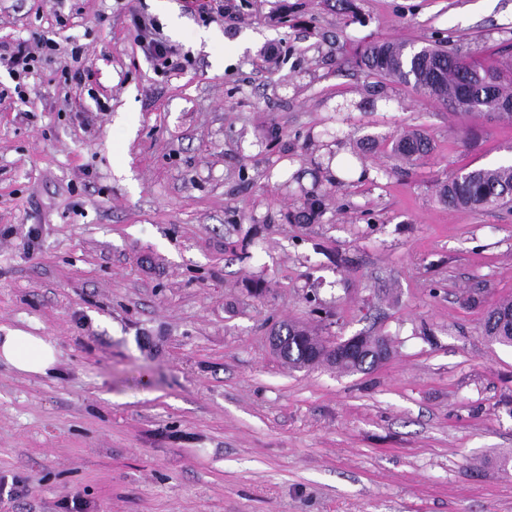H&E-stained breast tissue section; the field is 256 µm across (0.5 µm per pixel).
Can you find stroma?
Here are the masks:
<instances>
[{
	"instance_id": "obj_1",
	"label": "stroma",
	"mask_w": 512,
	"mask_h": 512,
	"mask_svg": "<svg viewBox=\"0 0 512 512\" xmlns=\"http://www.w3.org/2000/svg\"><path fill=\"white\" fill-rule=\"evenodd\" d=\"M355 4L0 0V39L61 45L29 101L0 70V326L59 352L44 375L0 362V476L27 490L0 512H512V348L483 334L512 209L441 197L512 160V121L357 63L411 41L504 64L512 0ZM134 12L191 65L157 76ZM75 44L92 77L68 94ZM406 131L432 152L401 160ZM285 323L390 354L297 369ZM194 3L200 16L204 20H216L224 21L225 14L231 13L236 9L237 5L233 2L236 0H194Z\"/></svg>"
}]
</instances>
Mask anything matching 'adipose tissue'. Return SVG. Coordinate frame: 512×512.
Returning <instances> with one entry per match:
<instances>
[{
	"label": "adipose tissue",
	"instance_id": "ef3b65f1",
	"mask_svg": "<svg viewBox=\"0 0 512 512\" xmlns=\"http://www.w3.org/2000/svg\"><path fill=\"white\" fill-rule=\"evenodd\" d=\"M0 362L23 373L43 375L55 366L57 349L46 337L8 328L0 334Z\"/></svg>",
	"mask_w": 512,
	"mask_h": 512
}]
</instances>
